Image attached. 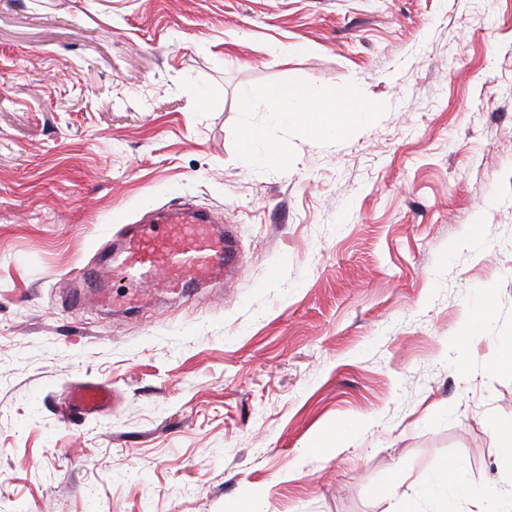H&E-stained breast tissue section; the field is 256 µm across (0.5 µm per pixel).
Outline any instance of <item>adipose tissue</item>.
<instances>
[{
    "instance_id": "adipose-tissue-1",
    "label": "adipose tissue",
    "mask_w": 512,
    "mask_h": 512,
    "mask_svg": "<svg viewBox=\"0 0 512 512\" xmlns=\"http://www.w3.org/2000/svg\"><path fill=\"white\" fill-rule=\"evenodd\" d=\"M264 98L269 111L294 121L299 134L312 139L341 136L363 125L376 109L354 91L316 100L298 83L271 85Z\"/></svg>"
}]
</instances>
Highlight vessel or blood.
Segmentation results:
<instances>
[{
  "mask_svg": "<svg viewBox=\"0 0 512 512\" xmlns=\"http://www.w3.org/2000/svg\"><path fill=\"white\" fill-rule=\"evenodd\" d=\"M234 242L218 232L213 217L180 212L164 215L161 224L136 226L108 272L115 286V299L127 298L128 282L142 285L163 278L167 288L177 290L186 278L208 281L237 263ZM115 393L101 384H86L66 396L68 407L91 415L99 412Z\"/></svg>",
  "mask_w": 512,
  "mask_h": 512,
  "instance_id": "1",
  "label": "vessel or blood"
}]
</instances>
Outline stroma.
<instances>
[{"mask_svg": "<svg viewBox=\"0 0 512 512\" xmlns=\"http://www.w3.org/2000/svg\"><path fill=\"white\" fill-rule=\"evenodd\" d=\"M288 82L383 108L309 139ZM181 207L236 267L114 308L89 270ZM511 339L512 0H0V512H469L423 484L512 485ZM82 382L118 403L67 415ZM494 309L492 290L486 289L480 292L468 310L466 321L458 331L457 336H459V339L462 340L474 335L479 327L481 318H487L492 315ZM363 425L362 422L336 423L325 431L317 433L310 447L315 450H330L336 448V451L339 448H345L348 435L363 427ZM489 433L499 460L512 472V424L492 422ZM437 479L446 486H457L463 495H473L468 486L460 481L459 468L455 463L448 462V460L442 462L438 467Z\"/></svg>", "mask_w": 512, "mask_h": 512, "instance_id": "obj_1", "label": "stroma"}]
</instances>
